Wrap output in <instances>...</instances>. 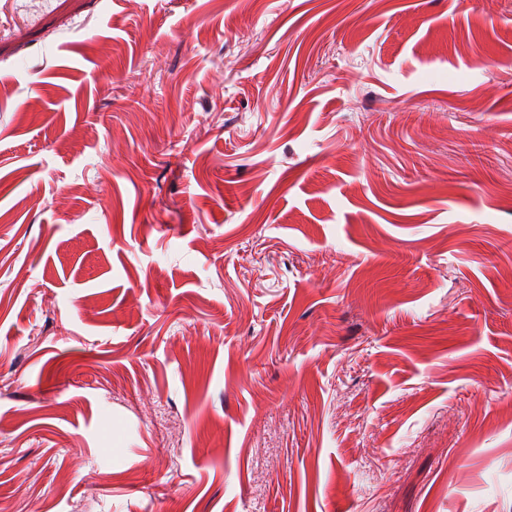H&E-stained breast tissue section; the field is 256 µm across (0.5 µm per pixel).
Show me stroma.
<instances>
[{"instance_id": "stroma-1", "label": "stroma", "mask_w": 512, "mask_h": 512, "mask_svg": "<svg viewBox=\"0 0 512 512\" xmlns=\"http://www.w3.org/2000/svg\"><path fill=\"white\" fill-rule=\"evenodd\" d=\"M5 512H512V0H0Z\"/></svg>"}]
</instances>
